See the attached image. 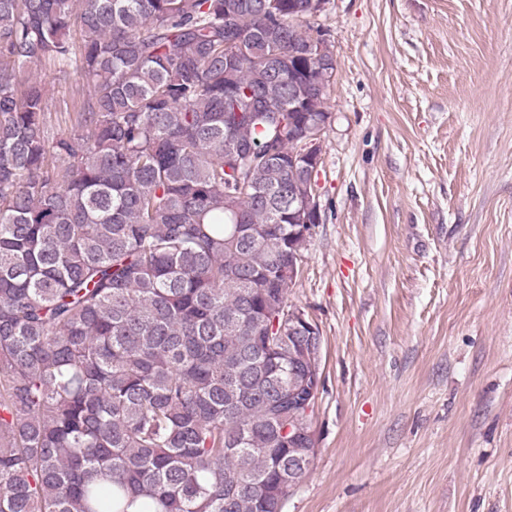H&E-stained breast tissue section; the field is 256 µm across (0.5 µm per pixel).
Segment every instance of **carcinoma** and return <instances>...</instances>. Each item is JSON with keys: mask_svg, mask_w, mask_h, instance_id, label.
<instances>
[{"mask_svg": "<svg viewBox=\"0 0 512 512\" xmlns=\"http://www.w3.org/2000/svg\"><path fill=\"white\" fill-rule=\"evenodd\" d=\"M311 3L0 0V512H284ZM32 74L45 83L49 97V107L52 112H57L59 118L60 112L63 117L64 115L67 116L64 114L66 112V104L68 105V112H72L74 94L77 88L81 94L82 89H84V92L87 91L86 83L82 80L79 73L74 72L72 69L66 76L58 74L53 68L50 69L49 67L32 70Z\"/></svg>", "mask_w": 512, "mask_h": 512, "instance_id": "cac0c4a2", "label": "carcinoma"}]
</instances>
